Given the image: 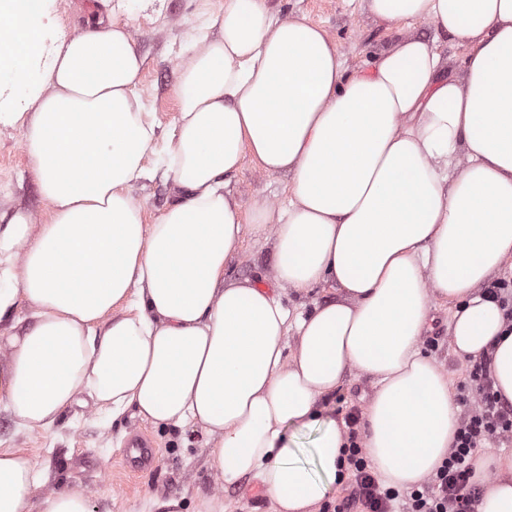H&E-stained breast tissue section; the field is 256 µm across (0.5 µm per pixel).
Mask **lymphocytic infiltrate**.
Segmentation results:
<instances>
[{
	"mask_svg": "<svg viewBox=\"0 0 512 512\" xmlns=\"http://www.w3.org/2000/svg\"><path fill=\"white\" fill-rule=\"evenodd\" d=\"M491 358L482 354L472 361L466 382L457 387L456 401L468 412L459 421L447 458L427 481L409 492L385 485L373 473L361 446L357 430L358 414L345 415L347 444L340 467L349 474L350 492L335 512H394L397 501L407 503L406 512H473L480 490L471 481V459L489 440L512 443V405L493 391L490 379Z\"/></svg>",
	"mask_w": 512,
	"mask_h": 512,
	"instance_id": "lymphocytic-infiltrate-1",
	"label": "lymphocytic infiltrate"
}]
</instances>
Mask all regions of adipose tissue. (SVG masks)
<instances>
[{
  "label": "adipose tissue",
  "mask_w": 512,
  "mask_h": 512,
  "mask_svg": "<svg viewBox=\"0 0 512 512\" xmlns=\"http://www.w3.org/2000/svg\"><path fill=\"white\" fill-rule=\"evenodd\" d=\"M405 25L368 68L267 0L200 13L181 56L178 117L155 163L157 125L138 93L145 60L116 21L68 37L56 0H0V125L16 126L49 213L16 210L0 230V402L48 429L88 394L112 418L200 427L225 487L256 479L272 512H318L347 429L320 399L350 371L370 379L362 446L386 485L434 474L451 448L448 377L421 353L439 302L454 354L493 347L495 390L512 404V330L483 285L512 261V0H363ZM424 21L466 54L444 79ZM252 158L291 176V197L243 207L225 174ZM172 181L145 223L130 194ZM270 233L269 283L230 280L246 226ZM339 296L291 315L281 294ZM318 428L315 469L290 429ZM475 512H512V455H477ZM25 453L0 448V512H90L49 489Z\"/></svg>",
  "instance_id": "obj_1"
}]
</instances>
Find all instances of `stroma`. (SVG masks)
I'll return each instance as SVG.
<instances>
[{"label":"stroma","mask_w":512,"mask_h":512,"mask_svg":"<svg viewBox=\"0 0 512 512\" xmlns=\"http://www.w3.org/2000/svg\"><path fill=\"white\" fill-rule=\"evenodd\" d=\"M223 5L224 0H147L134 12L119 8L118 0H58L57 29L69 36L81 34L96 21L117 19L127 24L136 47L145 59L139 93L148 111L154 112L158 135L177 116L173 89L184 48L196 36L197 16L204 2ZM279 16H301L324 28L337 42L346 65L356 68L372 60L389 45L396 30L375 22L362 8V0H268ZM229 191L243 204L258 198L287 203L291 178L268 175L251 159L225 175ZM131 196L141 205L146 223L163 212L173 197V183L160 178L134 184ZM22 208L42 217L47 204L31 169L29 156L17 128L0 127V212ZM276 262L272 240L245 233L228 273L241 280H260L270 275ZM425 334L437 338L431 356L448 372V383L457 386L467 376L468 363L454 355L448 342V308L439 306ZM145 433L157 444L153 467L129 474L123 467L127 437ZM0 448H21L45 468L57 490H82L90 496L91 512H169L176 500L182 512H205L204 504L216 500L221 512H272L269 498L252 502L250 494L260 484L242 479L234 488L221 489L213 475L204 437L193 426L162 429L132 414L111 420L93 403L73 405L48 430L19 426L5 404L0 403Z\"/></svg>","instance_id":"stroma-1"}]
</instances>
